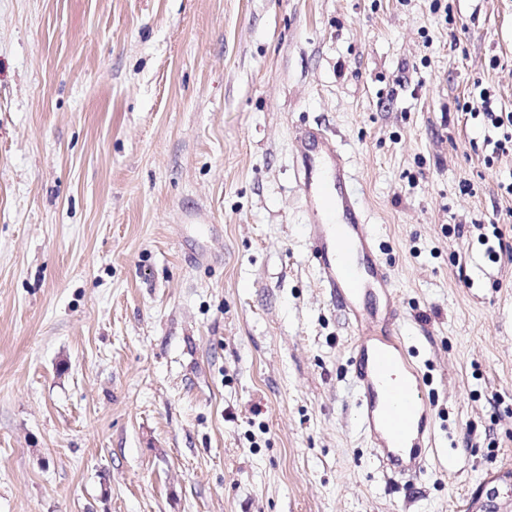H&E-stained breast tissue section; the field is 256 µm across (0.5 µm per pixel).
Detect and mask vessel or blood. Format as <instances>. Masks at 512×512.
<instances>
[{
	"label": "vessel or blood",
	"mask_w": 512,
	"mask_h": 512,
	"mask_svg": "<svg viewBox=\"0 0 512 512\" xmlns=\"http://www.w3.org/2000/svg\"><path fill=\"white\" fill-rule=\"evenodd\" d=\"M295 173L310 212L306 233L319 279L351 331L359 422L386 469H420L432 445V411L399 334L391 269L351 189V166L325 132L304 129L296 136Z\"/></svg>",
	"instance_id": "obj_1"
}]
</instances>
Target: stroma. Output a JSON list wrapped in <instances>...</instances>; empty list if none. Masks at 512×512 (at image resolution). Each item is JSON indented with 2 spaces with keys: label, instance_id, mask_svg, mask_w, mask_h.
<instances>
[{
  "label": "stroma",
  "instance_id": "1",
  "mask_svg": "<svg viewBox=\"0 0 512 512\" xmlns=\"http://www.w3.org/2000/svg\"><path fill=\"white\" fill-rule=\"evenodd\" d=\"M483 90L512 112V0H0V512H465L512 472ZM300 127L392 269L421 473L358 424Z\"/></svg>",
  "mask_w": 512,
  "mask_h": 512
}]
</instances>
